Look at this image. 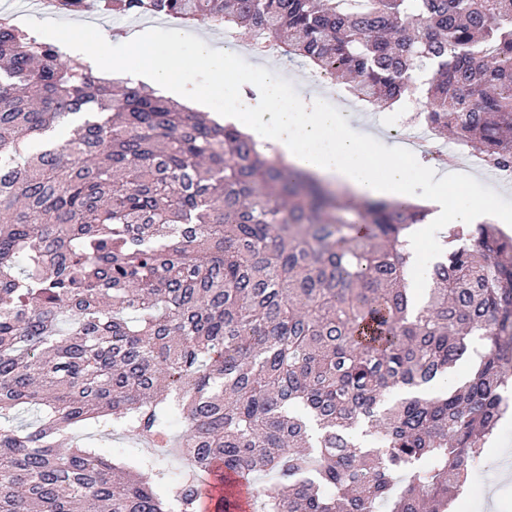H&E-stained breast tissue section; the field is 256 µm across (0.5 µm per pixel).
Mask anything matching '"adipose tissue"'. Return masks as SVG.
Listing matches in <instances>:
<instances>
[{
	"instance_id": "ef3b65f1",
	"label": "adipose tissue",
	"mask_w": 512,
	"mask_h": 512,
	"mask_svg": "<svg viewBox=\"0 0 512 512\" xmlns=\"http://www.w3.org/2000/svg\"><path fill=\"white\" fill-rule=\"evenodd\" d=\"M321 94L301 89L292 107L280 105L276 92H269L262 111L244 113L261 150L278 155L291 168L344 187L357 199L391 197L401 203L413 202L416 190L408 185L403 169L394 160L383 158L379 139L365 117L345 112H327ZM433 188L428 203L437 224H476L497 211L490 191L469 205L448 202L449 186L476 182V175L457 170L445 174L427 173Z\"/></svg>"
}]
</instances>
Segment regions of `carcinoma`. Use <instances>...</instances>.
<instances>
[{
    "label": "carcinoma",
    "instance_id": "cac0c4a2",
    "mask_svg": "<svg viewBox=\"0 0 512 512\" xmlns=\"http://www.w3.org/2000/svg\"><path fill=\"white\" fill-rule=\"evenodd\" d=\"M266 36L512 167V0H99ZM70 127L47 145L44 136ZM419 204L348 206L236 126L0 22V512H445L509 409L512 235L453 229L412 297ZM480 341L479 363L436 390ZM35 407L38 424L16 412ZM192 468L117 463L89 424ZM224 495V468L216 465L211 470L204 486V495L200 502L199 512H212L213 502Z\"/></svg>",
    "mask_w": 512,
    "mask_h": 512
}]
</instances>
